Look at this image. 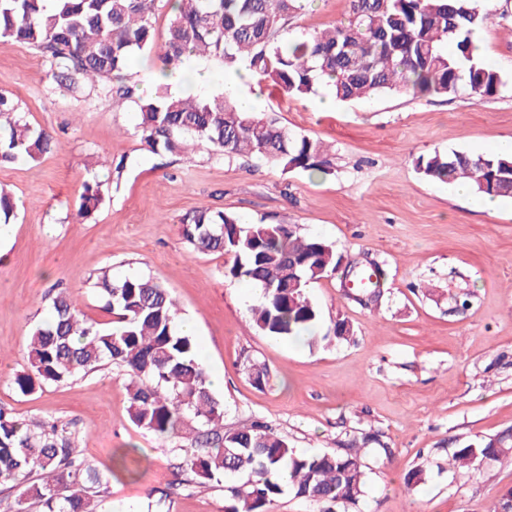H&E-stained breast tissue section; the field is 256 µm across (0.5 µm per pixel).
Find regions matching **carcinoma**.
Instances as JSON below:
<instances>
[{
	"label": "carcinoma",
	"instance_id": "carcinoma-1",
	"mask_svg": "<svg viewBox=\"0 0 512 512\" xmlns=\"http://www.w3.org/2000/svg\"><path fill=\"white\" fill-rule=\"evenodd\" d=\"M157 0H0V45L38 50L53 79L71 95L84 85L122 105L136 106V132L154 154H181L206 143L228 160L254 156L285 169L327 173L330 146L289 129L265 113H245L224 92L174 95L155 83L152 95L123 84L133 55L152 49ZM159 58L161 72L216 61L245 70L288 97L323 88L346 102L390 92L452 96L462 90L482 99L503 85L501 74L474 58V35L490 18L486 0H351L345 23L288 41V16L302 0H174ZM55 137L30 125L18 104L0 94V166L35 161L52 152ZM429 180L468 182L481 194L512 197V154L471 156L435 152L417 161ZM103 197L96 182L84 186L79 216ZM11 193L0 188V224L16 217ZM182 236L198 253L232 257L229 274L255 284L263 301L255 325L266 336L288 339L313 330L319 310L311 283L336 272L342 256L319 237H301L291 224L244 223L238 216L201 207L182 219ZM110 322H94L59 288L51 316L29 331L27 370L14 385L23 394L86 376L105 365L128 377L131 420L157 435L180 439L181 469L200 486L221 483L226 472L247 475L225 489L227 512H267L289 491L294 497L335 505L357 500L366 485L364 447L350 440L335 452L299 453L268 425L255 421L224 431V409L210 390L193 338L178 329V308L153 277L103 273L95 282ZM512 452V435L458 449L452 461L472 467ZM37 472L40 479L29 483ZM0 488L21 489L8 512H98L109 493L106 477L79 457L70 423H28L0 407Z\"/></svg>",
	"mask_w": 512,
	"mask_h": 512
}]
</instances>
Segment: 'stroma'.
<instances>
[{
  "label": "stroma",
  "mask_w": 512,
  "mask_h": 512,
  "mask_svg": "<svg viewBox=\"0 0 512 512\" xmlns=\"http://www.w3.org/2000/svg\"><path fill=\"white\" fill-rule=\"evenodd\" d=\"M477 35L504 84L491 97H412L400 93L323 107L322 95L282 97L244 84L282 125L332 145L329 174H309L259 158L226 161L202 144L190 155H155L135 131L134 104L116 108L100 86L77 97L59 88L49 64L26 45L0 46V93L13 96L56 149L0 167L18 216L0 240V406L25 420L74 424L81 456L100 471L134 449V478L111 477L102 512H145L167 491L160 512H225L223 483L198 487L172 466L180 440L165 441L129 416L127 380L104 366L83 378L23 394L28 330L50 316L53 286L99 322L94 284L103 271L159 279L192 322L207 373L224 375L214 396L224 428L259 419L291 447L329 452L377 435L390 456L365 458L357 504L336 512H493L512 488V455L454 468L459 448L512 431V198L492 214L474 196L426 179L419 157L433 152L497 153L512 140V0H488ZM351 0H308L283 35L296 39L346 20ZM99 181L103 202L78 215L82 185ZM206 206L247 223L290 224L335 245L345 258L369 257L384 273L377 305L343 297L338 275L311 284L320 320L306 336L276 339L254 325L261 292L227 269L230 256L198 254L181 217ZM353 336L333 335L336 321ZM265 367L263 385L248 374ZM423 467L424 482L408 472Z\"/></svg>",
  "instance_id": "obj_1"
}]
</instances>
